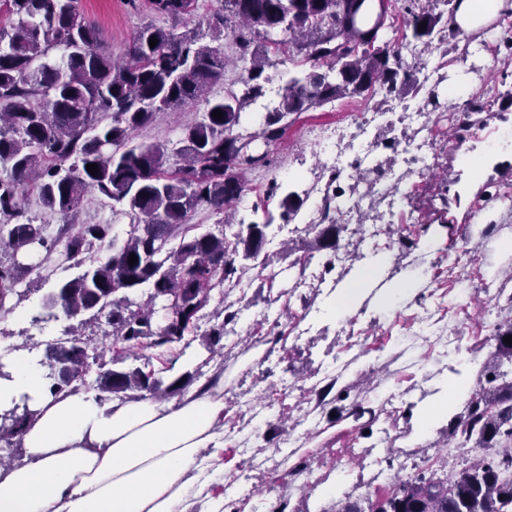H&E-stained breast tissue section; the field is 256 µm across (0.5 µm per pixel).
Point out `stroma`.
I'll list each match as a JSON object with an SVG mask.
<instances>
[{
  "label": "stroma",
  "mask_w": 512,
  "mask_h": 512,
  "mask_svg": "<svg viewBox=\"0 0 512 512\" xmlns=\"http://www.w3.org/2000/svg\"><path fill=\"white\" fill-rule=\"evenodd\" d=\"M78 6L96 28L99 48L117 57L126 53L137 29L154 19L128 0H79ZM422 57L442 66L435 87L450 118L432 124L435 167L426 175L407 174L414 186L407 200L389 202L372 172L359 174L361 219L368 223L381 217L383 232L359 238L356 251L344 255L331 278L347 282L370 250L390 254L392 261L356 314L339 323L321 317L322 284L312 276L301 278L295 266L313 248L315 234L279 218V201L266 199V190L275 178L283 189L299 194L310 182L327 180L318 129L347 124L353 112L378 108L397 114L407 106L420 107L421 94L407 88L389 98H344L302 113L282 142L269 149L275 169L247 175L238 217L253 221V205L263 202L275 212L264 247L270 266L248 272L231 292L228 301L240 317L236 345L203 367L192 386L201 388L204 380L223 374L226 477L233 482L248 470L256 491L266 494L264 512L282 507L313 512L315 481L339 472L356 475L354 448H371L383 468L401 466L411 473L431 466V457L446 444L438 437L417 442L414 412L435 400L454 370V356H471L475 383L485 382L494 364L512 371V363L497 362L480 319L488 309L498 323L512 321V251L502 248L512 241V49L498 33L480 41L448 24ZM462 76L488 101L487 110L470 112L464 103L449 101V84ZM199 113L196 106L161 113L136 138L176 142L182 124ZM481 126L497 129L498 137H475L474 129ZM472 156L484 158L481 170L471 168ZM299 167L305 170L301 180L292 176ZM450 224L456 235H448ZM427 234L434 239L430 251L421 246ZM418 271L425 281L412 303L390 318L369 316L383 289ZM57 280L47 266L24 276L26 296L14 313L0 316V364L18 353L42 356L44 341L78 327V320L46 316L43 302ZM487 283L495 289L490 298L482 292ZM273 316L284 334L274 344L265 340ZM256 403L273 408L259 430L253 425ZM353 403L367 409L357 422L345 417Z\"/></svg>",
  "instance_id": "obj_1"
}]
</instances>
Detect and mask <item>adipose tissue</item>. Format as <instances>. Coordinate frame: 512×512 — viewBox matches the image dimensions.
Segmentation results:
<instances>
[{
  "label": "adipose tissue",
  "instance_id": "1",
  "mask_svg": "<svg viewBox=\"0 0 512 512\" xmlns=\"http://www.w3.org/2000/svg\"><path fill=\"white\" fill-rule=\"evenodd\" d=\"M512 12V0H456L454 26L488 34ZM387 258L374 255L342 286L327 289L323 315L341 321L377 282ZM457 371L435 402L417 412L427 436L466 401L471 366ZM36 411L24 434V463L0 465V512H232L235 494L205 498L224 481V399L189 393L180 403L104 400L97 391L51 394L37 359L15 355L0 378V411L20 403Z\"/></svg>",
  "mask_w": 512,
  "mask_h": 512
}]
</instances>
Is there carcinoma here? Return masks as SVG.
<instances>
[{
	"mask_svg": "<svg viewBox=\"0 0 512 512\" xmlns=\"http://www.w3.org/2000/svg\"><path fill=\"white\" fill-rule=\"evenodd\" d=\"M198 0H147L151 12L174 22L148 23L136 32L124 57L97 47V33L86 23L78 0H0V314L15 309L23 275L38 269L42 254L64 243L65 260L79 269L56 284L46 305L66 318L105 320L118 348L110 359L90 349L91 339L67 332L45 343L47 378L53 394L77 392L96 370L101 397L120 400L166 399L183 392L200 369L173 375L177 362L197 337L202 311L213 290L240 280L239 272L265 267L266 229L274 216L246 224L234 222L233 206L242 197L247 174L270 165L252 143H279L290 117L345 97L389 95L418 83L417 63L402 55L407 39L431 47L442 23L432 0H412L402 38L384 35L390 4L379 0H224L207 18L212 36L232 33L246 63L239 88L218 96L230 61L215 46L200 43L195 30L178 31L193 15ZM427 22L424 31L418 26ZM157 39L155 46L149 39ZM54 49L63 50L58 59ZM300 56L311 70L293 76L267 104L266 68ZM201 102L202 114L182 126L178 147L137 142L134 133L160 112H176ZM223 117L212 116L215 110ZM177 157L169 166V154ZM97 165L92 175L86 165ZM33 187L48 211L64 224L56 235L36 224L24 204ZM112 202V214L129 218L119 239L109 224H71L89 194ZM304 200L287 193L281 216L295 217ZM206 208L224 215L226 233L198 234L189 213ZM315 250L336 251L346 225L336 215L318 228ZM93 250L101 256L86 261ZM137 263H128L130 255ZM149 289L139 302L133 294ZM224 323L203 345L218 353L224 325L238 318L226 304ZM512 324L494 335L495 355L512 363ZM146 351L141 366L126 364L128 351ZM157 359L160 368L153 367ZM479 386L464 411L448 421L447 439H458L476 455L460 471L446 476L414 472L397 479L391 492L369 502V512H512V455L495 452L512 443V379ZM36 412L28 404L0 413V443L22 440Z\"/></svg>",
	"mask_w": 512,
	"mask_h": 512,
	"instance_id": "cac0c4a2",
	"label": "carcinoma"
}]
</instances>
